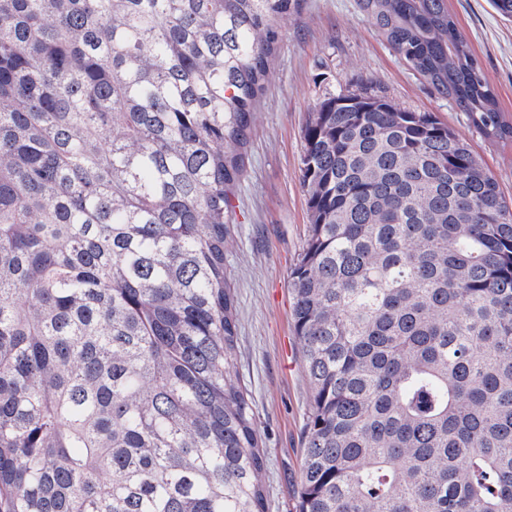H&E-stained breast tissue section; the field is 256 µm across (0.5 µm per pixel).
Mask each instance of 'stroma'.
<instances>
[{
	"label": "stroma",
	"mask_w": 512,
	"mask_h": 512,
	"mask_svg": "<svg viewBox=\"0 0 512 512\" xmlns=\"http://www.w3.org/2000/svg\"><path fill=\"white\" fill-rule=\"evenodd\" d=\"M446 3L512 122V22L502 21L489 0ZM366 93L434 113L468 143L512 204V143L486 138L454 101L439 95L394 52L359 0H302L282 22L232 197L224 257L234 298L236 367L266 458V512H296L311 393L289 287L309 226L300 179L304 130L326 98Z\"/></svg>",
	"instance_id": "stroma-1"
}]
</instances>
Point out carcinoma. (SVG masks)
Instances as JSON below:
<instances>
[{
	"label": "carcinoma",
	"mask_w": 512,
	"mask_h": 512,
	"mask_svg": "<svg viewBox=\"0 0 512 512\" xmlns=\"http://www.w3.org/2000/svg\"><path fill=\"white\" fill-rule=\"evenodd\" d=\"M301 0H0V512H265L224 272ZM485 136L445 0H361ZM289 279L297 512H512V208L432 112L332 96Z\"/></svg>",
	"instance_id": "cac0c4a2"
}]
</instances>
